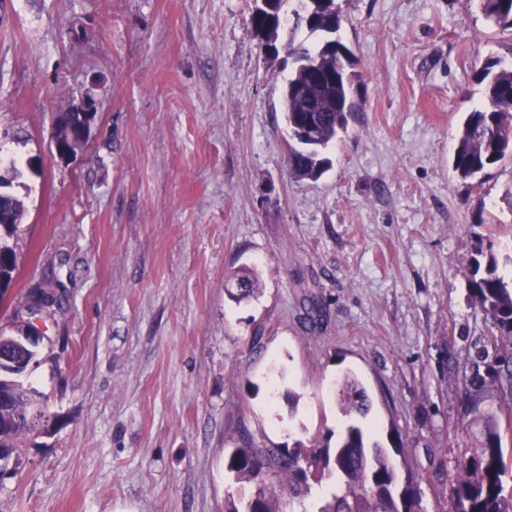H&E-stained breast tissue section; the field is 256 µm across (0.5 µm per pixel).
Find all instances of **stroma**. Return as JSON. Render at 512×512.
Here are the masks:
<instances>
[{
    "label": "stroma",
    "mask_w": 512,
    "mask_h": 512,
    "mask_svg": "<svg viewBox=\"0 0 512 512\" xmlns=\"http://www.w3.org/2000/svg\"><path fill=\"white\" fill-rule=\"evenodd\" d=\"M336 4L362 110L312 181L282 110L306 30L284 24L268 56L251 0H0V162H41L12 187L18 285L62 284L24 378L50 421L0 468V512H224L239 424L262 448L340 434L348 372L371 439L401 433L426 512H451L434 473L475 445L466 378L491 329L476 249L512 273V156L467 180L452 156L512 34L477 0ZM87 98L88 140L60 163L55 118ZM245 265L260 291L238 304ZM339 405L343 414H358L366 417L370 411V400L366 389L354 376H345L337 385ZM358 399V400H356Z\"/></svg>",
    "instance_id": "stroma-1"
}]
</instances>
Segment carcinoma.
<instances>
[{"instance_id":"1","label":"carcinoma","mask_w":512,"mask_h":512,"mask_svg":"<svg viewBox=\"0 0 512 512\" xmlns=\"http://www.w3.org/2000/svg\"><path fill=\"white\" fill-rule=\"evenodd\" d=\"M301 10L293 13V30L304 28L311 35L324 36L331 29L321 24L324 15L341 16L335 0H300ZM485 20L502 32H512V0H478ZM343 44L310 51L290 48L295 67L282 95V109L295 145L289 147L288 165L299 177L318 180L329 166L322 151L347 130L348 116L359 111L355 99L356 73L353 54L342 56ZM485 84L484 102L467 113L458 134L453 155L454 172L463 179L481 174L490 165L512 155V65L494 61L480 72ZM0 175V289L16 283L19 254L10 243L23 216V204L6 190ZM473 261L470 292L490 317L492 345L496 353L512 359V283L496 274L493 257L481 262L483 248ZM235 288L227 289L231 300L241 302L259 290L251 270L236 275ZM20 300L30 302L39 314L51 315L61 295L51 280L28 285ZM18 334L0 329V458H11L19 440L35 432L50 419L41 393L16 380L35 362V347L19 341ZM339 405L345 415L362 417L370 411L366 389L353 376L337 385ZM512 412V370L498 371L490 365L486 373L475 370L470 377L466 416L479 428L477 445L471 455L459 461L450 477L453 512H512V487L504 485L505 463L500 414ZM401 445L388 450L369 443L359 426L348 427L335 446L317 443L306 447L258 448L246 427L227 457L226 468L238 486L237 494L224 500V512H279L278 489L270 473L288 481V493L300 498L308 492V477L336 478L335 492L317 512H424L418 478L401 472L394 456Z\"/></svg>"}]
</instances>
